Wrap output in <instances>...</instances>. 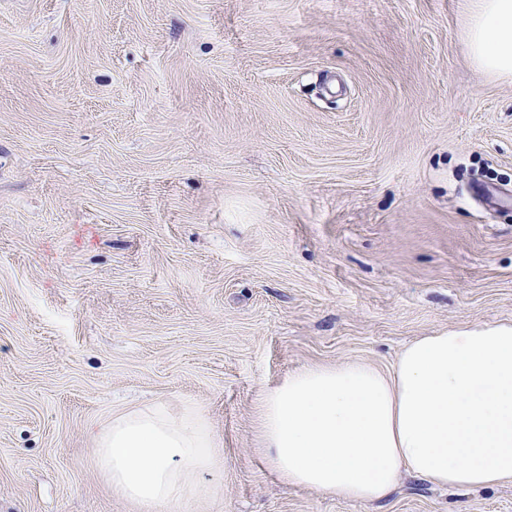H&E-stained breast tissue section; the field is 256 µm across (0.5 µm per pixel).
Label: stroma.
<instances>
[{
	"label": "stroma",
	"instance_id": "obj_1",
	"mask_svg": "<svg viewBox=\"0 0 512 512\" xmlns=\"http://www.w3.org/2000/svg\"><path fill=\"white\" fill-rule=\"evenodd\" d=\"M469 0H0V512H138L95 430L202 411L177 512H512L283 485L261 389L512 321V79Z\"/></svg>",
	"mask_w": 512,
	"mask_h": 512
}]
</instances>
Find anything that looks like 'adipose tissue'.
<instances>
[{
  "label": "adipose tissue",
  "instance_id": "1",
  "mask_svg": "<svg viewBox=\"0 0 512 512\" xmlns=\"http://www.w3.org/2000/svg\"><path fill=\"white\" fill-rule=\"evenodd\" d=\"M480 73L512 77V0H473ZM259 453L279 479L376 502L402 472L450 488L512 483V323L420 337L393 369L307 366L262 389Z\"/></svg>",
  "mask_w": 512,
  "mask_h": 512
}]
</instances>
